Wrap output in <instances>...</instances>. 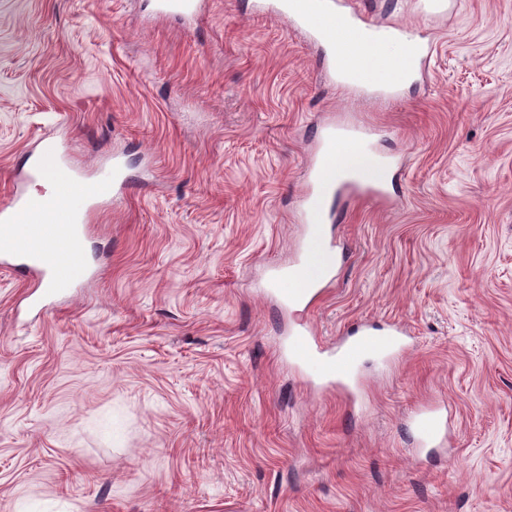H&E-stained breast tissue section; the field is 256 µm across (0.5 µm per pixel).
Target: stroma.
<instances>
[{
	"instance_id": "obj_1",
	"label": "stroma",
	"mask_w": 512,
	"mask_h": 512,
	"mask_svg": "<svg viewBox=\"0 0 512 512\" xmlns=\"http://www.w3.org/2000/svg\"><path fill=\"white\" fill-rule=\"evenodd\" d=\"M252 2L0 0V204L44 139L128 177L71 294L28 311L0 265V512H512V0H349L433 44L390 102ZM330 122L375 127L399 176L331 202L342 260L291 314L259 284ZM381 319L410 350L358 398L281 353L293 323ZM424 406L449 430L421 448ZM197 0H154V12L161 17L178 16L194 21L198 13Z\"/></svg>"
}]
</instances>
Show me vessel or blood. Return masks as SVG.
<instances>
[{
  "instance_id": "vessel-or-blood-1",
  "label": "vessel or blood",
  "mask_w": 512,
  "mask_h": 512,
  "mask_svg": "<svg viewBox=\"0 0 512 512\" xmlns=\"http://www.w3.org/2000/svg\"><path fill=\"white\" fill-rule=\"evenodd\" d=\"M253 9L287 17L311 42L327 45L326 79L358 93L398 98L405 81L431 56V42L414 38L400 25H376L349 11L345 0H254ZM154 12L192 21L198 0H154ZM318 146L313 183L302 200L301 256L275 270L267 283L269 293L288 309L307 305L335 276L339 257L327 230L330 201L344 192L385 200L393 168L392 159L377 148L373 130L364 126L326 124L318 132ZM25 180L0 206V254L24 258L44 293L60 296L86 274L90 216L124 189V163L113 157L95 178L86 179L57 143L46 142ZM36 181L45 183V191H27V184ZM407 334L396 322H361L329 350L303 325L290 330L287 351L308 381L346 392L367 357L385 363L403 353ZM414 426L424 447L446 432L448 421L431 408Z\"/></svg>"
}]
</instances>
